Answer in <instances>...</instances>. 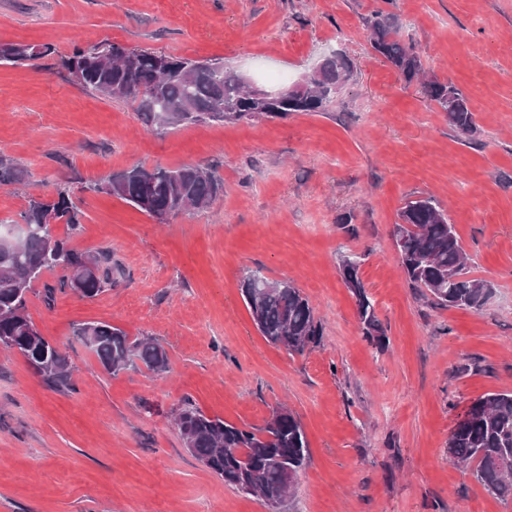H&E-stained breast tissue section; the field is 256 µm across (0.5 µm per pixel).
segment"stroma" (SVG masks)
Segmentation results:
<instances>
[{"label":"stroma","instance_id":"1","mask_svg":"<svg viewBox=\"0 0 512 512\" xmlns=\"http://www.w3.org/2000/svg\"><path fill=\"white\" fill-rule=\"evenodd\" d=\"M378 11L468 99L474 140L372 50ZM106 42L221 62L268 89L333 50L354 75L325 112L156 132L135 104L70 80L73 47ZM5 43L53 52L0 65V152L25 172L0 186V226L69 187L84 213L71 245L111 250L112 284L29 297L72 387L0 348V512H269L186 451L171 418L185 399L238 426L283 404L299 417L310 459L281 512H512L447 453L474 399L512 392V0H0ZM136 165L201 166L224 194L159 224L94 191ZM430 195L494 286L481 310L427 304L401 269L399 209ZM349 251L384 347L365 340L341 278ZM256 268L312 301L319 345L291 355L259 334L240 291ZM97 321L158 339L168 370L107 374L75 334Z\"/></svg>","mask_w":512,"mask_h":512}]
</instances>
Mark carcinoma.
Instances as JSON below:
<instances>
[{"label":"carcinoma","mask_w":512,"mask_h":512,"mask_svg":"<svg viewBox=\"0 0 512 512\" xmlns=\"http://www.w3.org/2000/svg\"><path fill=\"white\" fill-rule=\"evenodd\" d=\"M369 42L406 84L421 85L430 101L447 114L453 129L469 138L477 132L465 96L427 76L415 47L380 12L369 25ZM52 53L48 45L12 44L9 52L0 53V63H22ZM77 64L84 66L80 86L105 98L137 104L144 124L157 129L167 122H236L258 114L283 118L298 112H324L352 73L346 54H331L324 57L314 85L281 87L262 102L245 92L237 72L225 66L217 69L213 62L112 43L90 49L74 46L64 66L70 71ZM22 174L13 159L0 156V185L19 183ZM109 184L107 194L152 218L180 202L188 213L201 211L224 195V181L195 165L135 166L109 177ZM82 218L69 191L60 187L53 197L30 199L19 213L20 223L28 228L23 236L12 241L0 232V346L19 353L52 386H72L73 367L42 336L27 312L34 284L46 272H62L59 289H43L44 300L50 303L58 290L69 288L83 298H93L112 283L110 252L91 255L70 246L69 234ZM399 219L408 225L396 246L411 288L435 306L481 309L491 282L469 276L460 239L439 203L431 196L408 200ZM59 224L64 225L62 234L56 233ZM360 265L358 257L345 255L339 271L357 299L363 336L381 346L386 343L385 329L360 276ZM240 288L253 324L268 343L296 353L320 344L322 326L314 307L291 282L270 281L260 271L250 270ZM79 328L91 330L87 346L110 375L138 361L155 374L168 368L166 349L152 337L132 338L104 322L83 323ZM173 422L184 448L224 485L268 504L282 505L308 464L303 426L285 406L275 409L262 427H238L184 400L173 409ZM447 448L450 460L471 468L489 494L512 499V392H491L475 399L451 430Z\"/></svg>","instance_id":"1"}]
</instances>
